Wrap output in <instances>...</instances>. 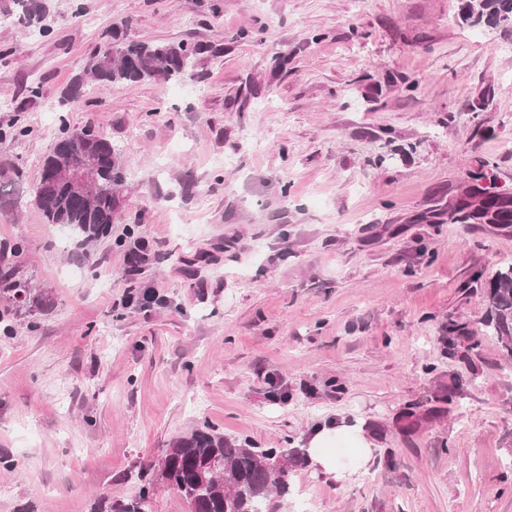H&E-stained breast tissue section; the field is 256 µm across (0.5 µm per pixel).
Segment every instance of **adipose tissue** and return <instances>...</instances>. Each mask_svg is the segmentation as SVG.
<instances>
[{"instance_id": "ef3b65f1", "label": "adipose tissue", "mask_w": 512, "mask_h": 512, "mask_svg": "<svg viewBox=\"0 0 512 512\" xmlns=\"http://www.w3.org/2000/svg\"><path fill=\"white\" fill-rule=\"evenodd\" d=\"M306 452L312 468L339 482L365 476L374 459V444L360 419L337 416L318 424L308 436Z\"/></svg>"}]
</instances>
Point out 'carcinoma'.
Returning a JSON list of instances; mask_svg holds the SVG:
<instances>
[{
  "mask_svg": "<svg viewBox=\"0 0 512 512\" xmlns=\"http://www.w3.org/2000/svg\"><path fill=\"white\" fill-rule=\"evenodd\" d=\"M46 0H0V16H13L26 26L40 23L46 15ZM461 20L481 23L512 35V0H464ZM201 47L188 43L131 41L116 27L112 45L92 55L84 75L63 93L69 102L81 94L85 78L100 82L193 80L191 60ZM62 136L41 160V170H64L70 164L96 160L87 186L76 192L69 178L40 180L31 203L48 224L69 231L82 245H92L112 235L127 187V166L122 151L110 140L89 129H69L59 115ZM497 166L480 162L470 173L466 190L448 206V220L460 224H512V194L496 186ZM484 323L506 356L512 358V264L498 270L487 282ZM53 306L50 293L32 287L19 268H0V322L14 316L36 327L37 317ZM276 460L278 470L265 462ZM224 463L226 471L212 466ZM288 450L260 448L245 439L237 444L214 429L203 426L170 443L158 466L157 476L174 488L195 512H269L272 495L288 493ZM147 496L127 501L99 498L91 512H146Z\"/></svg>",
  "mask_w": 512,
  "mask_h": 512,
  "instance_id": "obj_1",
  "label": "carcinoma"
}]
</instances>
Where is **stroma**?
<instances>
[{
    "mask_svg": "<svg viewBox=\"0 0 512 512\" xmlns=\"http://www.w3.org/2000/svg\"><path fill=\"white\" fill-rule=\"evenodd\" d=\"M48 3V36L0 22V167L22 196L0 266L21 246L54 302L0 332V512L144 489L148 512H186L155 476L172 440L207 424L295 454L336 412L364 420L369 474L299 461L274 512H512V358L483 323L512 224L448 221L480 161L512 190V39L461 0ZM121 22L204 46L197 80H89L62 104ZM62 115L129 167L123 223L88 248L28 199ZM129 225L149 245L133 281Z\"/></svg>",
    "mask_w": 512,
    "mask_h": 512,
    "instance_id": "obj_1",
    "label": "stroma"
}]
</instances>
